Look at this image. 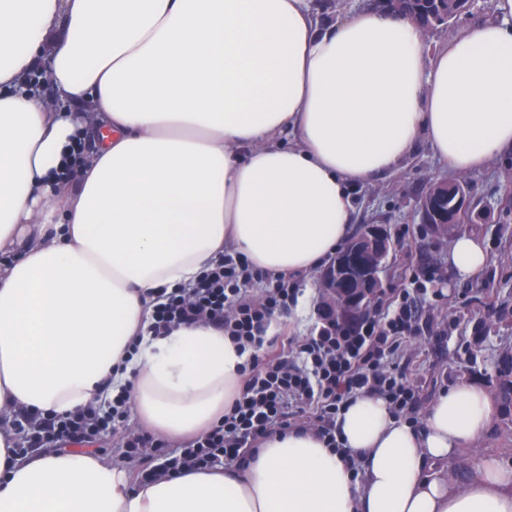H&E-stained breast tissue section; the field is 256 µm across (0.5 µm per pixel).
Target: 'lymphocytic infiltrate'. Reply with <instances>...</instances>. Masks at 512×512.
<instances>
[{
  "label": "lymphocytic infiltrate",
  "mask_w": 512,
  "mask_h": 512,
  "mask_svg": "<svg viewBox=\"0 0 512 512\" xmlns=\"http://www.w3.org/2000/svg\"><path fill=\"white\" fill-rule=\"evenodd\" d=\"M262 279L269 286L261 299H253L250 289ZM298 294L293 279L264 278L246 258L231 254L204 270L192 287L166 293L155 308V335L205 321L248 349L250 356L240 369L239 394L223 420L163 466L150 462L148 451L157 445L152 436L137 432L122 437L123 454L137 463L139 480L240 458L244 448L291 429L299 410H311L320 423V436L328 447H336V418L361 393L382 397L394 412L409 409L414 392L405 375L385 371L383 362L417 331L410 303L387 299L350 326L328 317L316 334L301 341L286 335L279 349L265 350L269 327L282 310L297 303ZM127 409V395L121 392L113 397L109 412L90 405L66 417L43 419V435L36 443L96 441L111 423L124 421Z\"/></svg>",
  "instance_id": "1"
}]
</instances>
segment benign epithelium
Listing matches in <instances>:
<instances>
[{
  "instance_id": "benign-epithelium-1",
  "label": "benign epithelium",
  "mask_w": 512,
  "mask_h": 512,
  "mask_svg": "<svg viewBox=\"0 0 512 512\" xmlns=\"http://www.w3.org/2000/svg\"><path fill=\"white\" fill-rule=\"evenodd\" d=\"M444 199L442 188L435 183L421 209L422 223L437 233H447L455 226L453 215L440 205ZM389 248L387 228L382 224H369L322 270L321 284L336 298V320L348 322V317L364 308L378 291L383 260Z\"/></svg>"
}]
</instances>
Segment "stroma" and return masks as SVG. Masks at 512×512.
<instances>
[{
	"instance_id": "stroma-1",
	"label": "stroma",
	"mask_w": 512,
	"mask_h": 512,
	"mask_svg": "<svg viewBox=\"0 0 512 512\" xmlns=\"http://www.w3.org/2000/svg\"><path fill=\"white\" fill-rule=\"evenodd\" d=\"M447 176V169L427 145H419L403 168L357 192L351 226L357 233L365 225L384 224L391 232L392 249L381 273L382 296L406 288L412 269L435 276L426 290L414 295L419 332L390 361L391 368L405 373L415 390V404L405 415L413 424L419 423L422 411L441 391L459 379L494 386L495 358L500 351L512 349V319L500 317L502 310H512V153L466 176L475 200L473 221L466 229L479 236L490 257L475 278L447 273L451 239L433 235L416 209L425 186ZM477 452L512 466V433L503 419H496L476 452H464L449 465L448 472L457 483L471 477Z\"/></svg>"
}]
</instances>
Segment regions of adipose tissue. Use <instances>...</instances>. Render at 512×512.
<instances>
[{
	"instance_id": "1",
	"label": "adipose tissue",
	"mask_w": 512,
	"mask_h": 512,
	"mask_svg": "<svg viewBox=\"0 0 512 512\" xmlns=\"http://www.w3.org/2000/svg\"><path fill=\"white\" fill-rule=\"evenodd\" d=\"M425 51L383 0L320 19L313 0H0V512H512V466L476 448L494 393L461 380L419 424L359 394L337 452L298 427L244 467L131 484L87 447L23 452L14 423L126 389L180 445L219 423L245 355L204 323L153 336L150 296L223 255L316 272L355 193L427 142L450 173L512 153V0ZM48 70L60 106L31 78ZM489 257L472 233L448 264Z\"/></svg>"
}]
</instances>
